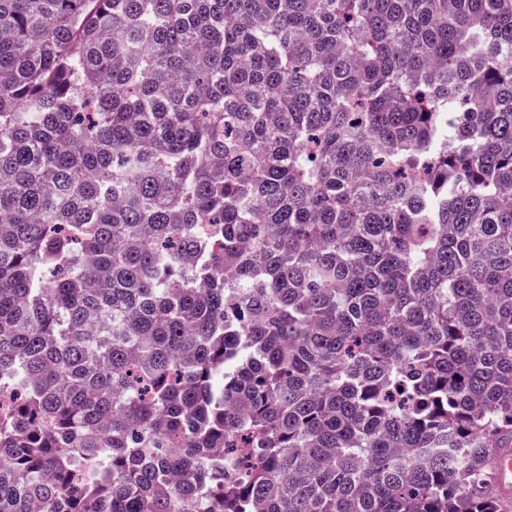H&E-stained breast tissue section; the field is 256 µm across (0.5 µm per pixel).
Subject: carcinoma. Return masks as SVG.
<instances>
[{
	"label": "carcinoma",
	"mask_w": 512,
	"mask_h": 512,
	"mask_svg": "<svg viewBox=\"0 0 512 512\" xmlns=\"http://www.w3.org/2000/svg\"><path fill=\"white\" fill-rule=\"evenodd\" d=\"M512 0H0V512H512Z\"/></svg>",
	"instance_id": "1"
}]
</instances>
